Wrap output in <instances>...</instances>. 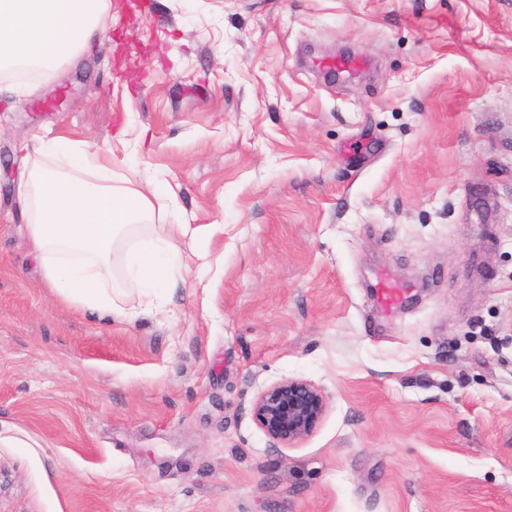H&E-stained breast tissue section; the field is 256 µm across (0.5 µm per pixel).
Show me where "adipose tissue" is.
<instances>
[{
	"mask_svg": "<svg viewBox=\"0 0 512 512\" xmlns=\"http://www.w3.org/2000/svg\"><path fill=\"white\" fill-rule=\"evenodd\" d=\"M111 0H0V67L25 62L52 69L63 56L73 58L100 42L101 19ZM45 152L65 159L69 175L35 169L20 189L32 210L28 231L50 288L84 310L106 318H125L115 301L121 290L111 255L123 243L126 264L143 287L165 290L173 271L187 267L176 241L183 224H163L142 241V222L153 216L147 194L113 184L106 153L87 152L67 139L44 143ZM92 171L96 182L81 180Z\"/></svg>",
	"mask_w": 512,
	"mask_h": 512,
	"instance_id": "1",
	"label": "adipose tissue"
}]
</instances>
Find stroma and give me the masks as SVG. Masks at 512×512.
<instances>
[{
	"mask_svg": "<svg viewBox=\"0 0 512 512\" xmlns=\"http://www.w3.org/2000/svg\"><path fill=\"white\" fill-rule=\"evenodd\" d=\"M0 79V512H512V0H112ZM369 60L354 78L323 67ZM110 149L205 266L49 288L17 187ZM404 287L376 300L379 274ZM327 396L284 448L252 404ZM327 410L323 391L310 381L285 378L260 391L252 407L256 424L288 447L311 435Z\"/></svg>",
	"mask_w": 512,
	"mask_h": 512,
	"instance_id": "1",
	"label": "stroma"
}]
</instances>
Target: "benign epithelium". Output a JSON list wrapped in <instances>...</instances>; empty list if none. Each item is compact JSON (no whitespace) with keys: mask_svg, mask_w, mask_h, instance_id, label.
<instances>
[{"mask_svg":"<svg viewBox=\"0 0 512 512\" xmlns=\"http://www.w3.org/2000/svg\"><path fill=\"white\" fill-rule=\"evenodd\" d=\"M326 410L323 391L301 378H285L266 387L252 407L256 424L285 447L311 435Z\"/></svg>","mask_w":512,"mask_h":512,"instance_id":"1","label":"benign epithelium"}]
</instances>
